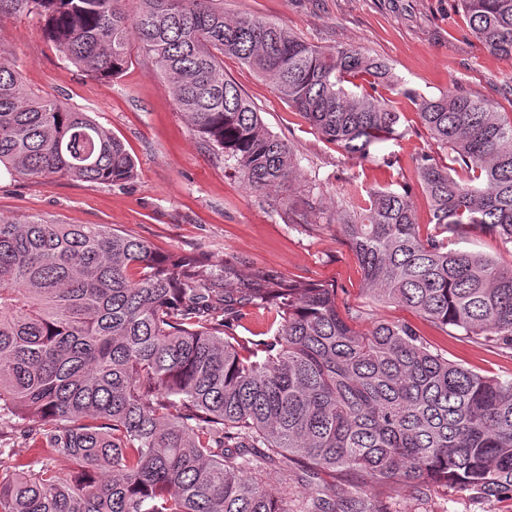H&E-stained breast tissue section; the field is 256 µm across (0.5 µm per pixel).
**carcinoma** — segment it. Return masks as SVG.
<instances>
[{
	"mask_svg": "<svg viewBox=\"0 0 512 512\" xmlns=\"http://www.w3.org/2000/svg\"><path fill=\"white\" fill-rule=\"evenodd\" d=\"M457 5L484 48L512 56V0ZM24 13L100 80L121 75L137 43L190 129L254 192L297 176L294 153L224 58L359 158L402 136L383 94L398 90L450 151L449 165L415 158L439 233L420 236L408 186L366 190L337 223L374 300L512 347V266L446 237L478 229L512 244V114L457 89L425 97L378 58L228 18L224 0H0V16ZM0 167L105 186L136 176L109 129L29 89L1 48ZM202 267L109 224L0 218V422L23 420L35 453L0 470V512H290L262 479L272 467L301 490L298 512H385L369 489L397 480L512 497V380L449 361L406 324L355 332L331 288H223L232 272ZM261 304L279 317L273 336L236 335ZM57 457L68 472L44 465ZM345 473L363 483L340 497Z\"/></svg>",
	"mask_w": 512,
	"mask_h": 512,
	"instance_id": "cac0c4a2",
	"label": "carcinoma"
}]
</instances>
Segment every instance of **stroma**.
<instances>
[{
  "mask_svg": "<svg viewBox=\"0 0 512 512\" xmlns=\"http://www.w3.org/2000/svg\"><path fill=\"white\" fill-rule=\"evenodd\" d=\"M224 11L277 22L322 48L361 49L387 62L421 95H439L454 83L496 111L512 113V57L490 54L467 36V21L455 0H224ZM0 46L30 88L90 113L118 137L137 170L122 187L1 174V216L109 224L163 253L201 254L205 271L231 268V288L272 280L319 282L335 290L337 308L355 331H367L377 320L406 323L448 360L512 379V349L454 329L442 331L410 309L373 302L356 254L336 222L354 184L377 188L400 182L412 188L421 236L435 232L415 159L428 152L444 162L447 152L399 93L389 97L402 114L404 136L391 146L398 164L387 169L376 156L353 157L325 141L267 80L237 59L225 58V73L254 102L268 130L293 146L301 171L296 180L260 197L190 131L166 80L145 54L133 52L132 64L119 78L95 79L67 65L33 14L0 18ZM308 197L315 211L307 223H294L287 200ZM371 493L383 498L388 512H512L511 498L484 499L449 486L421 493L415 484L396 481L374 486Z\"/></svg>",
  "mask_w": 512,
  "mask_h": 512,
  "instance_id": "35a3bbf8",
  "label": "stroma"
}]
</instances>
